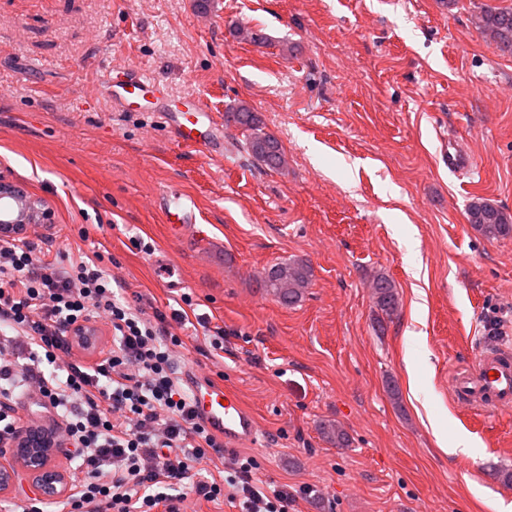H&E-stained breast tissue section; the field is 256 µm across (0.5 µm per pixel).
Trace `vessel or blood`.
<instances>
[{
    "label": "vessel or blood",
    "instance_id": "vessel-or-blood-1",
    "mask_svg": "<svg viewBox=\"0 0 512 512\" xmlns=\"http://www.w3.org/2000/svg\"><path fill=\"white\" fill-rule=\"evenodd\" d=\"M103 83L113 107L139 112L146 97H153L152 111L161 124L175 128L182 145L215 156L223 155L224 136L200 98L187 96L180 106L168 109L163 83L133 65L105 70ZM445 162L449 172L457 175L473 170L468 152L455 144L446 150ZM158 199L163 221L176 236L195 233L200 211L193 196L162 193ZM185 382L199 416L227 446H243L254 441L259 426L238 392L194 372L186 375ZM450 384L457 402L480 405L489 413L511 408L512 351L500 347L485 349L472 369L454 373Z\"/></svg>",
    "mask_w": 512,
    "mask_h": 512
}]
</instances>
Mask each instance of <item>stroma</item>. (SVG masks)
I'll list each match as a JSON object with an SVG mask.
<instances>
[{"label":"stroma","mask_w":512,"mask_h":512,"mask_svg":"<svg viewBox=\"0 0 512 512\" xmlns=\"http://www.w3.org/2000/svg\"><path fill=\"white\" fill-rule=\"evenodd\" d=\"M199 2L0 0V180L52 213L26 236L98 251L128 293L163 311L189 293L224 326L223 355L187 340L179 370L239 392L259 423L246 448L258 478L312 489L289 512L512 503V411L462 406L448 385L485 347L512 348V238L486 239L466 216L476 197L512 215V57L476 18L512 0ZM127 65L219 117L246 104L285 166L259 165L231 122L214 157L153 113L111 109L102 70ZM448 138L472 174L449 173ZM164 189L197 198L200 236L167 233ZM293 260L313 277L286 307L260 280ZM379 272L398 291L390 316L373 299ZM327 420L349 447L322 437ZM459 434L469 454L440 447Z\"/></svg>","instance_id":"stroma-1"}]
</instances>
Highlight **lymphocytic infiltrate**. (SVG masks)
I'll return each mask as SVG.
<instances>
[{"label":"lymphocytic infiltrate","mask_w":512,"mask_h":512,"mask_svg":"<svg viewBox=\"0 0 512 512\" xmlns=\"http://www.w3.org/2000/svg\"><path fill=\"white\" fill-rule=\"evenodd\" d=\"M99 252L44 250L25 236L0 237V449L17 447L20 398L51 420L43 429L74 466L57 512H187L228 502L239 512H288L287 485L258 479L254 456L225 449L175 372L188 324L213 350L224 329L209 315L143 307L116 296ZM112 346L97 350L98 323ZM220 461L201 474L204 461Z\"/></svg>","instance_id":"1"}]
</instances>
